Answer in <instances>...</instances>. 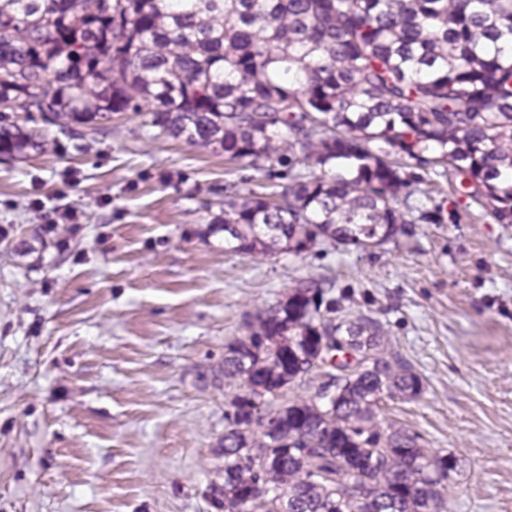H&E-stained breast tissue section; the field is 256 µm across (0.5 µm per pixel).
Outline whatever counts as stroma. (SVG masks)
I'll return each instance as SVG.
<instances>
[{"label": "stroma", "mask_w": 512, "mask_h": 512, "mask_svg": "<svg viewBox=\"0 0 512 512\" xmlns=\"http://www.w3.org/2000/svg\"><path fill=\"white\" fill-rule=\"evenodd\" d=\"M274 184L132 111L0 160V512H220L225 346L244 312L320 275L420 376L383 411L457 458L448 512H512V224L428 180L441 222L373 252H226L207 232L225 190ZM69 209L60 248L43 226Z\"/></svg>", "instance_id": "1"}]
</instances>
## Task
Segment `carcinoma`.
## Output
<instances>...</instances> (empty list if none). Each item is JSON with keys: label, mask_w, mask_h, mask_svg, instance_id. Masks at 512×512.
I'll use <instances>...</instances> for the list:
<instances>
[{"label": "carcinoma", "mask_w": 512, "mask_h": 512, "mask_svg": "<svg viewBox=\"0 0 512 512\" xmlns=\"http://www.w3.org/2000/svg\"><path fill=\"white\" fill-rule=\"evenodd\" d=\"M286 180L210 223L265 260L434 221L422 174L512 224V0H0V157L128 110ZM298 280L226 345L224 512H448L457 459L386 420L422 382L370 308ZM322 379L308 400L290 384Z\"/></svg>", "instance_id": "carcinoma-1"}]
</instances>
